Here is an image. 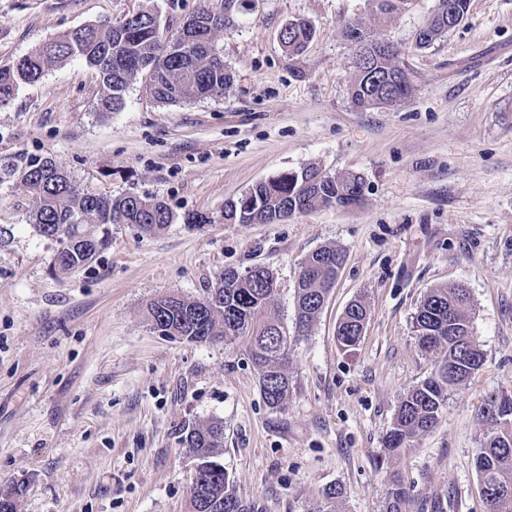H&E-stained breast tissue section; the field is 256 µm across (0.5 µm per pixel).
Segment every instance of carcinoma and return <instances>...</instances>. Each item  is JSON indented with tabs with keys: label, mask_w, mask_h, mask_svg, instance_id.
<instances>
[{
	"label": "carcinoma",
	"mask_w": 512,
	"mask_h": 512,
	"mask_svg": "<svg viewBox=\"0 0 512 512\" xmlns=\"http://www.w3.org/2000/svg\"><path fill=\"white\" fill-rule=\"evenodd\" d=\"M467 16L469 0H438V5L416 36L417 46L428 48L448 33V10ZM230 17L205 9L185 21L191 44L184 49L168 48L157 16L150 9L130 14L125 23L100 21L73 29L24 57L12 70H0V107L7 106L21 83L39 80L45 69L67 59H81L95 69L100 78L97 102L100 112H118L125 104V92L138 75L152 71V97L169 105L185 99L206 97L224 91L233 81L224 66V58L211 43V36L224 30ZM312 38V28L295 21L285 29L282 43L288 52L298 55ZM373 57L385 98L382 105L398 103L412 92L411 82L392 92L383 82L404 70L399 53L375 56V42L363 39L355 45V75L350 85L353 105L368 111L378 105L364 104L372 92L360 60ZM11 182L31 194V223L41 237L56 231L58 256L52 270L66 276L92 263L97 254L112 242V225L136 224L146 233L164 229L173 222V214L161 201L127 193L119 196L90 194L81 188L51 158L19 156L0 164V185ZM363 181L357 175L325 176L311 188H301L293 172L253 185L233 205H224L226 224H272L288 213H304L316 208L360 203ZM336 249L314 251L301 266L295 288V329L307 332L318 318L324 299L336 282V269L324 254ZM277 292L276 279L251 267L227 280L219 275L203 298L170 296L147 304L149 324L165 321L176 332L172 339L204 342L215 338L226 342L244 338L257 371L264 399L272 408L286 400L291 380L288 377L289 348L296 336L288 326L268 314ZM471 297L461 285L433 289L422 301L414 317L419 347L426 353L440 352L442 358L433 375L409 390L400 401L387 450L394 452L437 421L448 400V391L464 384L482 365L483 354L472 332L469 313ZM368 310L360 300L350 303L336 327V338L344 350L361 340ZM497 416L483 411L493 429L476 457L481 496L485 512H512V401L496 405ZM185 442L191 448L200 476L190 482V512H258L255 504L236 492L221 460L224 424L211 421L188 429ZM20 488L0 487V512H17ZM344 496L341 486L324 491V501L313 512H335L336 502ZM408 492L394 480L387 492L384 512H405Z\"/></svg>",
	"instance_id": "carcinoma-1"
}]
</instances>
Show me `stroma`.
Wrapping results in <instances>:
<instances>
[{
  "label": "stroma",
  "mask_w": 512,
  "mask_h": 512,
  "mask_svg": "<svg viewBox=\"0 0 512 512\" xmlns=\"http://www.w3.org/2000/svg\"><path fill=\"white\" fill-rule=\"evenodd\" d=\"M436 5L409 0L383 23L372 0H0V69L143 8L168 36L203 7L232 18L216 43L233 75L224 93L165 106L142 74L124 107L103 114L96 72L70 59L0 108V159L50 157L89 191L156 199L175 216L151 234L113 225L89 266L58 277L55 242L29 224L31 199L0 188L12 231L0 245V485L21 487L18 512H188L185 431L213 420L224 469L259 512H312L336 484L339 512H383L395 477L406 512H431L441 495L446 512H484L482 411L512 399V0H470L459 26L418 48ZM297 19L314 36L296 56L280 31ZM351 22L398 46L408 98L353 106ZM311 166L361 176V204L224 223L227 201ZM196 212L213 223H184ZM325 246L345 261L292 347L282 408L267 405L244 340L171 339L146 321L152 300L201 298L222 272L261 265L276 277V316L292 324L300 267ZM457 283L483 364L430 429L388 453L402 396L437 365L413 316L432 289ZM356 299L369 319L344 351L336 326Z\"/></svg>",
  "instance_id": "35a3bbf8"
}]
</instances>
